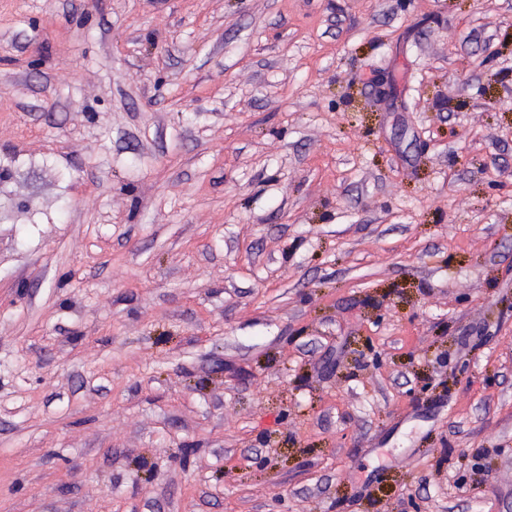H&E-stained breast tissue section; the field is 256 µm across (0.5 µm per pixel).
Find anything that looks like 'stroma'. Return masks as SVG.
Here are the masks:
<instances>
[{
    "instance_id": "1",
    "label": "stroma",
    "mask_w": 512,
    "mask_h": 512,
    "mask_svg": "<svg viewBox=\"0 0 512 512\" xmlns=\"http://www.w3.org/2000/svg\"><path fill=\"white\" fill-rule=\"evenodd\" d=\"M0 512H512V0H0Z\"/></svg>"
}]
</instances>
